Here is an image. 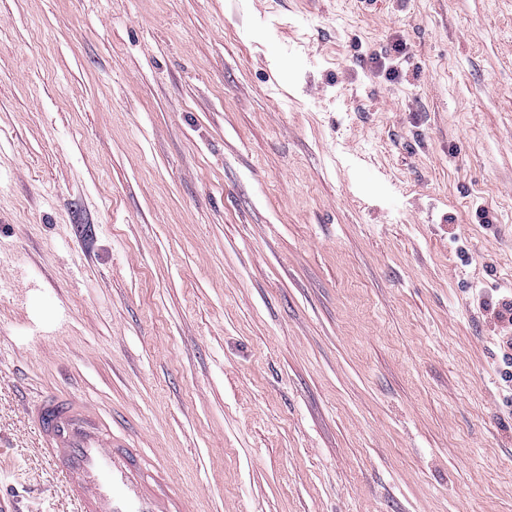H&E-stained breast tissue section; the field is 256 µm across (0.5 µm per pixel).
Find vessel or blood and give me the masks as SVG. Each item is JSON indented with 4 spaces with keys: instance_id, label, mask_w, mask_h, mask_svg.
I'll return each instance as SVG.
<instances>
[{
    "instance_id": "obj_1",
    "label": "vessel or blood",
    "mask_w": 512,
    "mask_h": 512,
    "mask_svg": "<svg viewBox=\"0 0 512 512\" xmlns=\"http://www.w3.org/2000/svg\"><path fill=\"white\" fill-rule=\"evenodd\" d=\"M25 416L75 512H186L167 472L142 482L138 454L117 441L89 400L48 392Z\"/></svg>"
}]
</instances>
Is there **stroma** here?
<instances>
[{"instance_id":"stroma-1","label":"stroma","mask_w":512,"mask_h":512,"mask_svg":"<svg viewBox=\"0 0 512 512\" xmlns=\"http://www.w3.org/2000/svg\"><path fill=\"white\" fill-rule=\"evenodd\" d=\"M510 296L512 0H0L18 512L47 388L188 512H512Z\"/></svg>"}]
</instances>
